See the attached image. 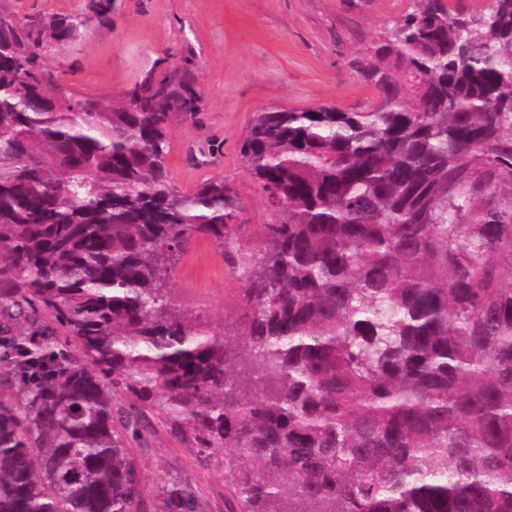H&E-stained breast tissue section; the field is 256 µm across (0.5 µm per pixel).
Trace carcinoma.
I'll return each mask as SVG.
<instances>
[{
	"label": "carcinoma",
	"instance_id": "cac0c4a2",
	"mask_svg": "<svg viewBox=\"0 0 512 512\" xmlns=\"http://www.w3.org/2000/svg\"><path fill=\"white\" fill-rule=\"evenodd\" d=\"M87 11L0 9V512H141L125 446L159 406L241 512H512V0H415L351 66L376 89L253 114L242 162L178 188L195 51L108 97L52 92ZM197 239L231 327L173 301ZM132 399L116 403L112 390ZM167 490L162 512H197Z\"/></svg>",
	"mask_w": 512,
	"mask_h": 512
}]
</instances>
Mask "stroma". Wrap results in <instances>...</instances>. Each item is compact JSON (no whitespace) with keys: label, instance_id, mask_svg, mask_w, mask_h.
Wrapping results in <instances>:
<instances>
[{"label":"stroma","instance_id":"obj_1","mask_svg":"<svg viewBox=\"0 0 512 512\" xmlns=\"http://www.w3.org/2000/svg\"><path fill=\"white\" fill-rule=\"evenodd\" d=\"M411 0H112V26L89 23L81 40L49 56L48 70L64 91L106 96L129 88L156 60L197 51L200 93L194 118L175 124L169 170L189 189L203 180L232 184L249 224L276 214L241 162L239 148L255 112L274 107L333 105L357 111L374 88L350 60L377 42L387 21ZM237 283L218 249L197 241L174 269L177 303L200 309L215 323L231 310ZM149 431L127 441L145 478L144 512H161L172 485L193 493L199 512H233L224 456L202 465L190 441L173 438L159 407H148Z\"/></svg>","mask_w":512,"mask_h":512}]
</instances>
